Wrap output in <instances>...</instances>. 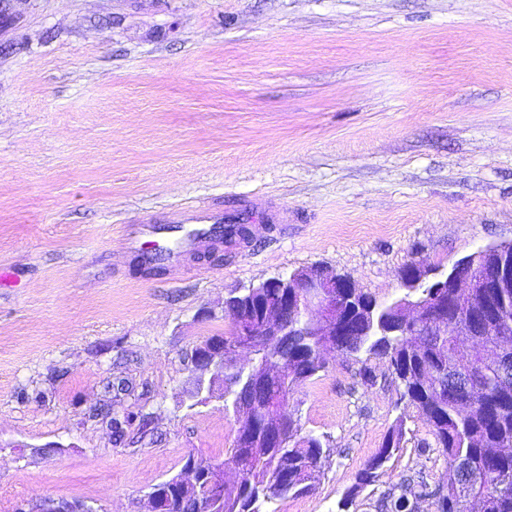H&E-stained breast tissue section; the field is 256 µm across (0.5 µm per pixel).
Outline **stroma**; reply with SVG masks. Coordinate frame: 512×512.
<instances>
[{
	"mask_svg": "<svg viewBox=\"0 0 512 512\" xmlns=\"http://www.w3.org/2000/svg\"><path fill=\"white\" fill-rule=\"evenodd\" d=\"M0 22V512L47 497L148 512L237 418L187 355L232 291L327 267L390 303L413 259L449 271L512 240V0H12ZM252 236L157 275L121 229L200 201ZM288 411L327 452L277 512H378L448 481L384 361L339 352ZM145 417L116 440L93 409ZM401 447L341 503L397 416Z\"/></svg>",
	"mask_w": 512,
	"mask_h": 512,
	"instance_id": "35a3bbf8",
	"label": "stroma"
}]
</instances>
